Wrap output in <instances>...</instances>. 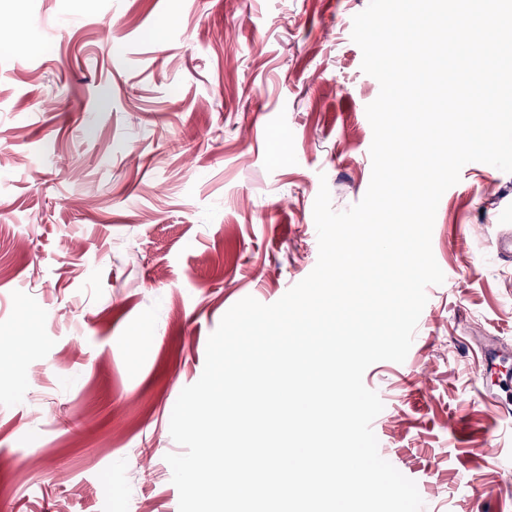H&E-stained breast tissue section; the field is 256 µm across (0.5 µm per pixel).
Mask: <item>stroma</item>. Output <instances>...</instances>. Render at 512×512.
I'll return each instance as SVG.
<instances>
[{
  "label": "stroma",
  "mask_w": 512,
  "mask_h": 512,
  "mask_svg": "<svg viewBox=\"0 0 512 512\" xmlns=\"http://www.w3.org/2000/svg\"><path fill=\"white\" fill-rule=\"evenodd\" d=\"M368 3L0 0V347L27 312L43 339L0 368V512H179L170 418L210 334L314 269L320 187L337 211L368 189ZM508 238L512 173L466 164L432 231L445 280L405 361L363 376L422 512H512V422L480 394L512 390Z\"/></svg>",
  "instance_id": "1"
}]
</instances>
